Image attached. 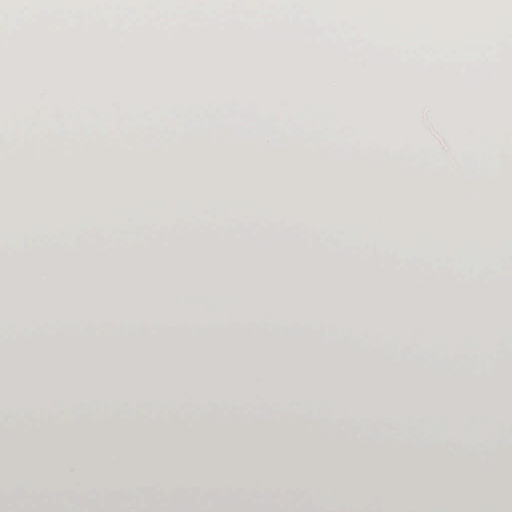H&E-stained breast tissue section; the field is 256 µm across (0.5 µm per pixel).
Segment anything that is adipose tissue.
<instances>
[{
    "label": "adipose tissue",
    "instance_id": "adipose-tissue-1",
    "mask_svg": "<svg viewBox=\"0 0 512 512\" xmlns=\"http://www.w3.org/2000/svg\"><path fill=\"white\" fill-rule=\"evenodd\" d=\"M159 111L120 127L104 149L76 148L42 134L45 107L24 105L27 128L0 158V197L18 179L36 188L11 210L16 244L0 249V334L34 339L50 380L31 390L0 374V409L16 412L0 430V480L33 495L86 485V458L99 463L98 495L84 512H112L107 494L138 482L132 451L145 466L192 470L197 495L167 497L159 512H336L381 487L422 512H512L502 475L482 446H512V373L500 352L512 349V292L494 274L512 265V244H482L480 258L453 257L459 286L433 287L403 267L382 270L363 243L417 256L436 267L443 255L416 249L399 223L447 235L449 217L483 232L511 224L512 171L486 178L470 146L512 150V128L460 120L452 167L409 163V103L370 99L395 132L392 156L370 160V145L350 148L309 139L295 126L267 122V97H162ZM173 126H164L165 115ZM165 132L154 135L153 129ZM155 199L156 233L134 232V203ZM450 198L454 213L434 208ZM221 201L210 235L181 234ZM260 213L283 236L255 243L263 227L225 240L226 204ZM120 233L87 251L75 239L34 234L32 223L69 228L87 216ZM343 224H332V216ZM317 234L319 252L301 237ZM259 330L261 347L239 339ZM331 334L387 343L396 364L381 367L336 351L313 355L306 339ZM61 336L73 346L57 345ZM111 337L102 346V337ZM158 336L159 349L139 339ZM479 351L500 383L482 392L408 372L407 355L463 357ZM99 404L101 420L66 424L63 412ZM48 442L40 465L17 462L14 449L35 434ZM448 419L462 452L441 457L432 431Z\"/></svg>",
    "mask_w": 512,
    "mask_h": 512
}]
</instances>
